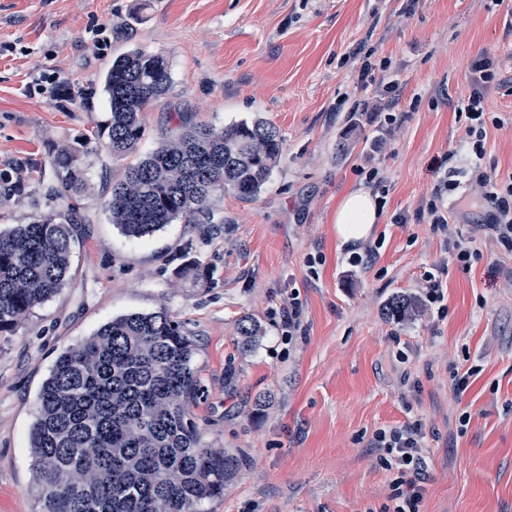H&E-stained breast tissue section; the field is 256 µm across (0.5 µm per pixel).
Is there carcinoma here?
Instances as JSON below:
<instances>
[{"label": "carcinoma", "mask_w": 512, "mask_h": 512, "mask_svg": "<svg viewBox=\"0 0 512 512\" xmlns=\"http://www.w3.org/2000/svg\"><path fill=\"white\" fill-rule=\"evenodd\" d=\"M99 84L108 123L72 143L47 145L52 199L86 191V156L135 152L145 135L143 112L172 90L168 63L138 48L113 58ZM281 156L276 128L261 118L218 130L181 115L112 183L105 208L111 223L138 239L177 218L211 224L216 194L256 199ZM74 223L70 214H49L0 232L1 334L70 285ZM414 308L413 297L395 295L385 314L403 321ZM237 333L249 350L264 330L244 316ZM193 350L184 324L162 310L115 318L59 353L30 433L40 512H198L202 501L224 494L242 459L202 441L188 409L199 395Z\"/></svg>", "instance_id": "1"}]
</instances>
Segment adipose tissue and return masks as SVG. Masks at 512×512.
<instances>
[{
    "label": "adipose tissue",
    "mask_w": 512,
    "mask_h": 512,
    "mask_svg": "<svg viewBox=\"0 0 512 512\" xmlns=\"http://www.w3.org/2000/svg\"><path fill=\"white\" fill-rule=\"evenodd\" d=\"M378 220L375 196L363 188L348 191L338 201L333 217L337 242L345 246L368 239Z\"/></svg>",
    "instance_id": "ef3b65f1"
}]
</instances>
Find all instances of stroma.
Listing matches in <instances>:
<instances>
[{
  "instance_id": "obj_1",
  "label": "stroma",
  "mask_w": 512,
  "mask_h": 512,
  "mask_svg": "<svg viewBox=\"0 0 512 512\" xmlns=\"http://www.w3.org/2000/svg\"><path fill=\"white\" fill-rule=\"evenodd\" d=\"M101 24L112 37L98 55L83 39ZM4 42L17 49L0 57V231L69 207L87 221L74 227L71 287L0 335V512H35L30 431L60 351L161 309L195 343L202 394L189 410L203 441L247 459L201 512H383L396 474L372 441L406 423L420 424L426 461L416 512H512V252L476 181L448 197L451 229L480 254L470 269L425 213L444 173L467 166L465 106L483 55L496 78L482 168L512 174V0H0ZM132 48L163 55L173 82L145 114L137 155L182 112L217 129L263 118L283 155L256 200L220 195L216 223L178 218L130 238L104 204L137 155L105 153L87 160L91 192L46 196V145L109 120L94 84ZM367 58L388 62L383 80H362ZM48 68L65 87L28 94ZM387 81L400 118L385 127L374 107ZM370 165L380 180L361 175ZM361 185L380 220L356 250L337 248L336 202ZM430 274L442 305L424 297ZM292 294L303 330L291 338ZM395 294L418 314L388 319ZM245 316L265 328L248 351Z\"/></svg>"
}]
</instances>
